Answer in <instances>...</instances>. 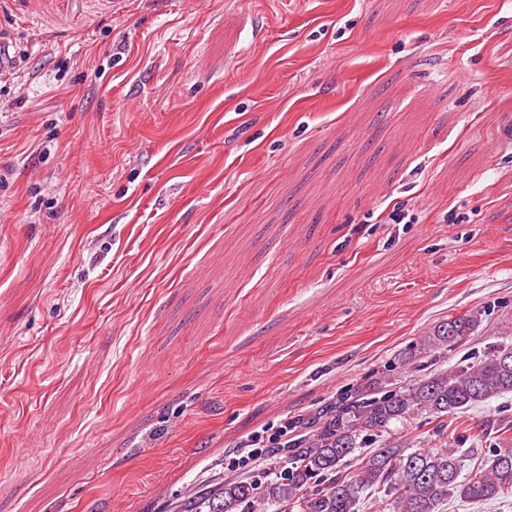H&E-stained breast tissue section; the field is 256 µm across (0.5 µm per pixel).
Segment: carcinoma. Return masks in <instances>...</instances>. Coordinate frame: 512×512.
I'll return each instance as SVG.
<instances>
[{"mask_svg":"<svg viewBox=\"0 0 512 512\" xmlns=\"http://www.w3.org/2000/svg\"><path fill=\"white\" fill-rule=\"evenodd\" d=\"M475 314L450 318L410 344L401 365L452 349L480 325ZM500 344L447 369H433L399 387L381 376L359 384L319 411L294 421L285 449L271 448L257 473L224 476V468L194 484L163 512H359L373 496L378 512H439L444 501L489 502L512 497V450L494 443L512 421L487 424L492 459L461 477L460 449L410 448L390 438L394 423L455 415L512 393V362ZM377 446L360 455L366 437Z\"/></svg>","mask_w":512,"mask_h":512,"instance_id":"1","label":"carcinoma"}]
</instances>
